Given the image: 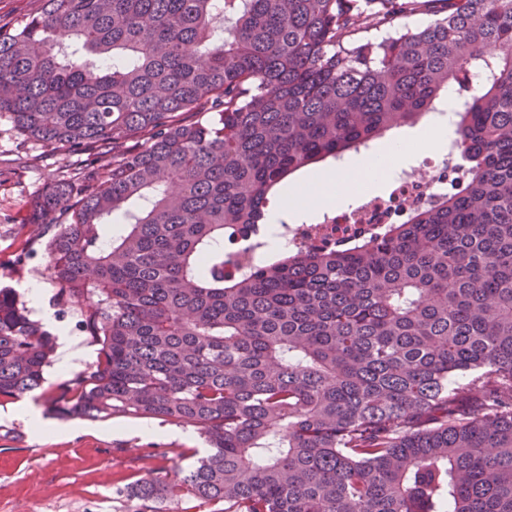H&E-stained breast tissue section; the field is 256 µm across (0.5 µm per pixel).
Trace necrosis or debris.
<instances>
[{
    "label": "necrosis or debris",
    "mask_w": 512,
    "mask_h": 512,
    "mask_svg": "<svg viewBox=\"0 0 512 512\" xmlns=\"http://www.w3.org/2000/svg\"><path fill=\"white\" fill-rule=\"evenodd\" d=\"M467 176L456 148L419 157L395 171L382 192L353 188L352 205L325 210L314 222L277 225L276 234L291 250L345 249L379 236L387 225L404 223L412 211L454 194Z\"/></svg>",
    "instance_id": "4bbe7bcc"
}]
</instances>
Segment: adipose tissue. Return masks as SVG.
<instances>
[{
  "label": "adipose tissue",
  "instance_id": "obj_1",
  "mask_svg": "<svg viewBox=\"0 0 512 512\" xmlns=\"http://www.w3.org/2000/svg\"><path fill=\"white\" fill-rule=\"evenodd\" d=\"M451 122V116H437L423 127L395 133L377 154L354 156L348 158L343 166L330 164L315 173L301 176L282 189V203L266 213L265 223L276 224L284 219L304 221L324 206L344 203L348 199V186H378L394 169L405 164L416 148L446 152Z\"/></svg>",
  "mask_w": 512,
  "mask_h": 512
}]
</instances>
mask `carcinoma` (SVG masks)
<instances>
[{
  "mask_svg": "<svg viewBox=\"0 0 512 512\" xmlns=\"http://www.w3.org/2000/svg\"><path fill=\"white\" fill-rule=\"evenodd\" d=\"M402 1L44 0L0 27V115L95 157L29 205L59 298L95 299L96 359L48 412L189 424L211 448L129 483L135 512H512V0L355 45ZM450 85L457 194L350 251L224 275V231L273 188ZM55 348L1 288L0 404Z\"/></svg>",
  "mask_w": 512,
  "mask_h": 512,
  "instance_id": "carcinoma-1",
  "label": "carcinoma"
}]
</instances>
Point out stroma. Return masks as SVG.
<instances>
[{
	"label": "stroma",
	"instance_id": "1",
	"mask_svg": "<svg viewBox=\"0 0 512 512\" xmlns=\"http://www.w3.org/2000/svg\"><path fill=\"white\" fill-rule=\"evenodd\" d=\"M86 164L81 153L20 137L0 117V288L42 284L31 315H50L53 331L74 340L75 372L95 359L97 345L81 326V307L57 300L43 227L28 214L33 196L61 171L79 175ZM14 410L0 406V512H130L122 494L130 478L188 467L204 445L194 427L153 418L73 419L69 431L40 434Z\"/></svg>",
	"mask_w": 512,
	"mask_h": 512
}]
</instances>
